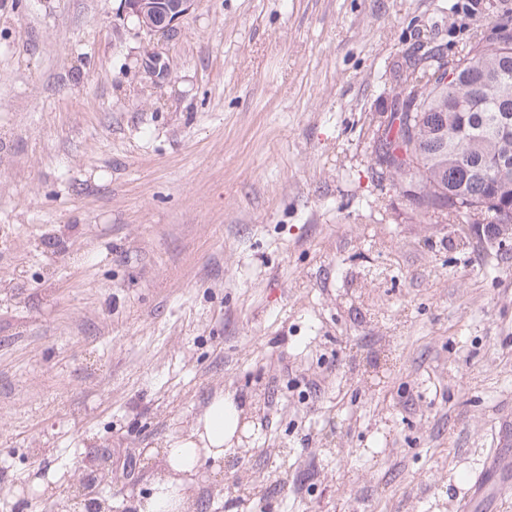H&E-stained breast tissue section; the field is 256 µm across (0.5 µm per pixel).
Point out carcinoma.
Returning <instances> with one entry per match:
<instances>
[{
  "instance_id": "1",
  "label": "carcinoma",
  "mask_w": 512,
  "mask_h": 512,
  "mask_svg": "<svg viewBox=\"0 0 512 512\" xmlns=\"http://www.w3.org/2000/svg\"><path fill=\"white\" fill-rule=\"evenodd\" d=\"M407 93L375 146V164L393 184L413 187L414 203L446 207L468 224L512 218V32L448 57L418 46L405 58Z\"/></svg>"
}]
</instances>
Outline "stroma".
<instances>
[{"instance_id": "stroma-1", "label": "stroma", "mask_w": 512, "mask_h": 512, "mask_svg": "<svg viewBox=\"0 0 512 512\" xmlns=\"http://www.w3.org/2000/svg\"><path fill=\"white\" fill-rule=\"evenodd\" d=\"M507 17L197 0L151 36L121 0H0V512L91 479L129 512L220 388L242 448L197 512H512V247L374 164L407 53Z\"/></svg>"}]
</instances>
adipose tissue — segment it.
<instances>
[{
  "label": "adipose tissue",
  "mask_w": 512,
  "mask_h": 512,
  "mask_svg": "<svg viewBox=\"0 0 512 512\" xmlns=\"http://www.w3.org/2000/svg\"><path fill=\"white\" fill-rule=\"evenodd\" d=\"M235 400L216 393L188 430L164 448L165 467L150 485L149 494L130 502L131 512H194L190 493L207 460H222L232 451L239 430Z\"/></svg>",
  "instance_id": "ef3b65f1"
}]
</instances>
